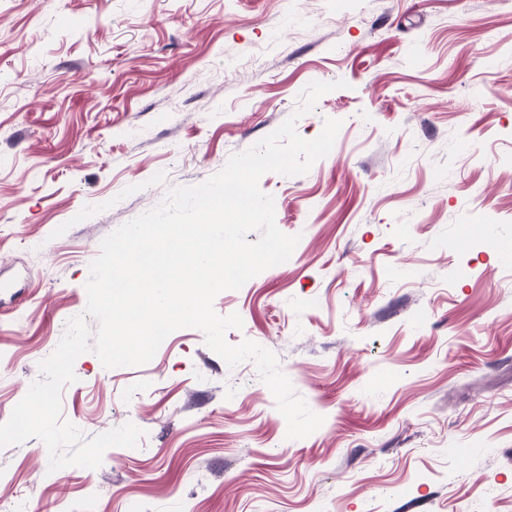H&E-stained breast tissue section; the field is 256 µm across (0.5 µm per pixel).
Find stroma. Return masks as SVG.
I'll list each match as a JSON object with an SVG mask.
<instances>
[{"label":"stroma","instance_id":"obj_1","mask_svg":"<svg viewBox=\"0 0 512 512\" xmlns=\"http://www.w3.org/2000/svg\"><path fill=\"white\" fill-rule=\"evenodd\" d=\"M292 115L343 122L260 180L299 241L213 307L322 426L287 439L254 362L195 328L143 366L88 351L63 420L144 437L96 469L0 448V512H512V0H0V424L102 239Z\"/></svg>","mask_w":512,"mask_h":512}]
</instances>
